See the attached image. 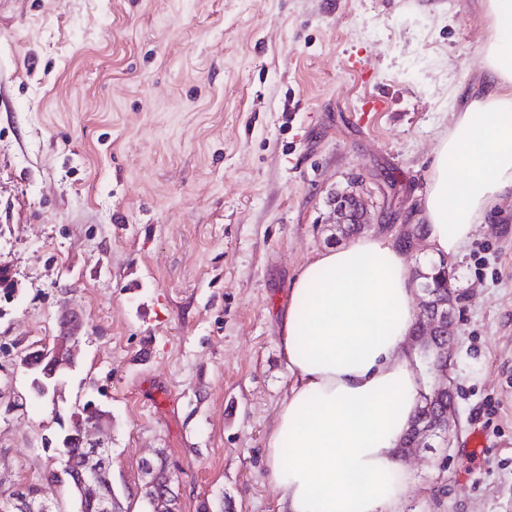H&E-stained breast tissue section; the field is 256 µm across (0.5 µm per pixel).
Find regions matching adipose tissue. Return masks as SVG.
Listing matches in <instances>:
<instances>
[{
	"instance_id": "ef3b65f1",
	"label": "adipose tissue",
	"mask_w": 512,
	"mask_h": 512,
	"mask_svg": "<svg viewBox=\"0 0 512 512\" xmlns=\"http://www.w3.org/2000/svg\"><path fill=\"white\" fill-rule=\"evenodd\" d=\"M482 8L485 76L463 92L418 216L436 258L463 255L512 194V0ZM418 289L404 248L384 234L326 250L299 273L279 336L292 384L266 447L278 512H400L412 475L399 446L426 390L409 342Z\"/></svg>"
}]
</instances>
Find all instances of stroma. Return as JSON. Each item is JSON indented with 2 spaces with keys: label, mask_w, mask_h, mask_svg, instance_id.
Here are the masks:
<instances>
[{
  "label": "stroma",
  "mask_w": 512,
  "mask_h": 512,
  "mask_svg": "<svg viewBox=\"0 0 512 512\" xmlns=\"http://www.w3.org/2000/svg\"><path fill=\"white\" fill-rule=\"evenodd\" d=\"M480 2L0 0V493L45 484V442L93 398L126 512H150L160 457L177 512H277L288 290L348 244L336 194L366 233L413 226L452 95L484 75ZM451 266L459 428L404 455L402 512H512L511 201ZM67 306L78 368L33 401L19 358ZM334 205L337 229H344V224H347V231H341L342 233L348 235L350 233H357L364 224H368L365 204L355 193L338 196ZM363 213L364 215L362 216ZM358 222L362 223L359 224Z\"/></svg>",
  "instance_id": "1"
}]
</instances>
